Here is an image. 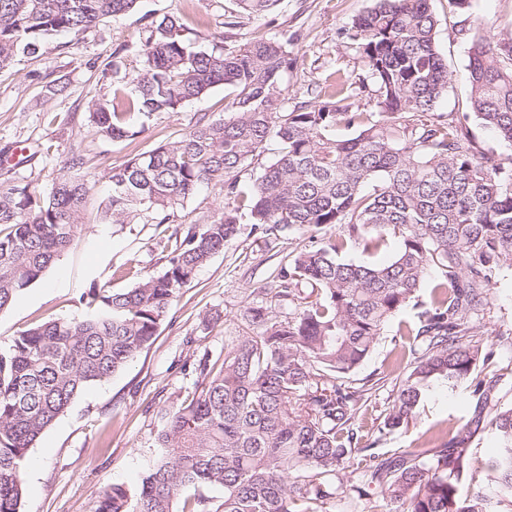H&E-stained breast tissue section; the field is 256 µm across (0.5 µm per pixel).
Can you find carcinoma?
<instances>
[{
    "mask_svg": "<svg viewBox=\"0 0 512 512\" xmlns=\"http://www.w3.org/2000/svg\"><path fill=\"white\" fill-rule=\"evenodd\" d=\"M138 0H0V68L34 55L59 33L78 34L132 11ZM278 0H237L260 17ZM430 0H376L342 30L375 86L374 112L344 101L356 88L341 74L319 85L318 103L285 111L288 39L260 35L239 45L196 49L179 19L151 17L141 67L107 63L113 94L92 106L94 131L137 138L136 119L175 112L216 86L232 90L224 117L199 118L180 139L136 154L101 174L108 196L101 224H166L204 185L220 182V218L175 236L164 272L122 292L92 288L87 314L20 331L0 349V512H22L24 467L39 436L89 384L124 369L153 344L179 291L224 250L244 218L254 229L308 228L320 234L279 276L270 299L248 309L255 330L224 347L222 362L199 360L191 397L161 413V453L136 494L113 483L95 512H206V491L224 489L211 512H327L342 472L357 474L360 512H500L512 505V407L481 377L473 318L489 305L497 269L512 265V154L481 150L470 123L512 142V34L475 35L469 55V111L435 114L448 65L435 40ZM354 130L339 137V127ZM278 140L276 159L248 184L237 173ZM88 188L77 174L47 196L20 184L0 192V312L82 236ZM400 248L385 264L345 261L388 238ZM440 277L413 337L412 359L383 420L413 419L422 383L433 377L477 397L471 419L432 436V447L382 458L359 445L353 425L364 390L338 381L368 356L386 322L408 306L425 271ZM311 294L303 296L298 285ZM295 312L279 318L277 302ZM489 432L495 453L487 488L465 495L468 445Z\"/></svg>",
    "mask_w": 512,
    "mask_h": 512,
    "instance_id": "carcinoma-1",
    "label": "carcinoma"
}]
</instances>
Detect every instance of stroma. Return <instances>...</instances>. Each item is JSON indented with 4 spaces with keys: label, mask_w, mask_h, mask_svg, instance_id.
<instances>
[{
    "label": "stroma",
    "mask_w": 512,
    "mask_h": 512,
    "mask_svg": "<svg viewBox=\"0 0 512 512\" xmlns=\"http://www.w3.org/2000/svg\"><path fill=\"white\" fill-rule=\"evenodd\" d=\"M468 11L448 0H431L438 18L436 43L448 64V92L440 113L466 109L468 64L474 17L490 20L495 32L512 33V0H471ZM375 0H279L259 18L243 16L236 0H138L136 8L108 18L84 33L63 34L42 43L33 56L21 55L0 69V190L23 182L48 194L73 155H82L89 188V225L82 238L44 275L0 312V348L12 336L48 319L79 317L78 298L93 286L115 291L135 287L139 277L159 275L165 266V243L172 233L206 224L224 210V188L202 189L168 223L99 224L95 217L107 192L100 174L122 165L135 154L178 140L200 116L224 113L230 98L217 86L175 112L154 115L133 140L111 142L96 135L88 122L94 102L112 94L111 77L101 63L120 54L127 67L139 64L138 48L148 17H178L189 38L212 47V35L225 44L245 43L262 32L287 33L294 60L283 86L289 105L314 103L309 89L339 72L362 78L366 69L359 54L341 35L354 16ZM63 90L52 93L53 84ZM309 229L253 231L240 225L223 252L200 267L183 287L162 323L155 342L121 372L81 392L41 436L24 470L23 512H95L98 491L124 484L137 491L158 450L155 438L161 409L179 404L197 380L192 365L203 353L219 356L224 347L248 329L247 308L260 302L262 291L275 287L281 269L311 244ZM419 309L410 305L384 329L363 363L347 378L351 387H365L366 401L356 419L357 433L375 453L392 456L421 448L432 432L465 424L475 399L468 390L449 388L446 380L423 386L416 419L388 431L384 416L396 393L393 362L400 351L399 323L417 325ZM493 332L495 356L482 375L496 379L495 394L512 406V267H503L490 290V305L480 320ZM464 492L483 490L486 462L494 451L488 433L476 434L469 445Z\"/></svg>",
    "instance_id": "35a3bbf8"
}]
</instances>
